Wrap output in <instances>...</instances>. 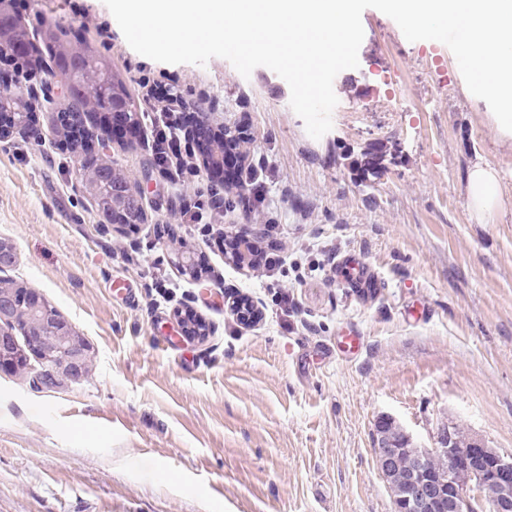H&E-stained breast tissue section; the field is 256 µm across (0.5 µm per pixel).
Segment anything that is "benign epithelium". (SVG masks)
<instances>
[{
  "mask_svg": "<svg viewBox=\"0 0 512 512\" xmlns=\"http://www.w3.org/2000/svg\"><path fill=\"white\" fill-rule=\"evenodd\" d=\"M94 71L90 89L109 102L103 121L110 128V119L116 114L127 124H132L125 101L112 93L106 83L110 65L105 60L92 62ZM61 92L72 103L81 97L82 90L72 75L71 66L58 70ZM108 180V173L101 171L93 178L82 175L85 193L99 203L112 205V198L127 197L143 204L145 196L140 186L126 179L112 190V197L98 196V187ZM43 309L40 298L30 293L18 296L13 291L0 290V368L21 370L16 361L18 348L12 327L17 325L16 315L23 310L35 313ZM45 335L52 337L53 348L49 361L32 377V382L51 388L64 377L78 382L84 377L88 349L76 337L72 326L66 322L41 320ZM375 458L393 499L394 512H512V454L488 447L477 437L471 447H455L453 427L441 429L431 448L411 449L413 467L400 482L394 481V464L398 442L378 432L374 433ZM440 456L445 459V469L435 472L429 461Z\"/></svg>",
  "mask_w": 512,
  "mask_h": 512,
  "instance_id": "1",
  "label": "benign epithelium"
}]
</instances>
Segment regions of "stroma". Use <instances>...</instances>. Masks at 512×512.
<instances>
[{"mask_svg":"<svg viewBox=\"0 0 512 512\" xmlns=\"http://www.w3.org/2000/svg\"><path fill=\"white\" fill-rule=\"evenodd\" d=\"M18 6L39 66L0 70L39 136L0 141V240L18 257L5 277L60 312L91 367L56 388L0 371V512H394L373 445L384 415L423 448L449 423L512 453V138L446 45L365 9L359 65L336 76L316 140L268 68L153 61L104 0ZM55 21L111 61L140 112L197 106L243 131L265 162L263 204L203 165L171 184L146 143L112 137L92 155L143 188L147 220L109 223L55 133L66 102L39 35ZM479 160L503 190L486 223L465 192ZM202 193L212 224L274 248L283 274L219 250L189 211ZM346 253L377 273L374 294L337 278ZM189 312L204 336L184 333ZM350 327L355 355L336 348Z\"/></svg>","mask_w":512,"mask_h":512,"instance_id":"35a3bbf8","label":"stroma"}]
</instances>
